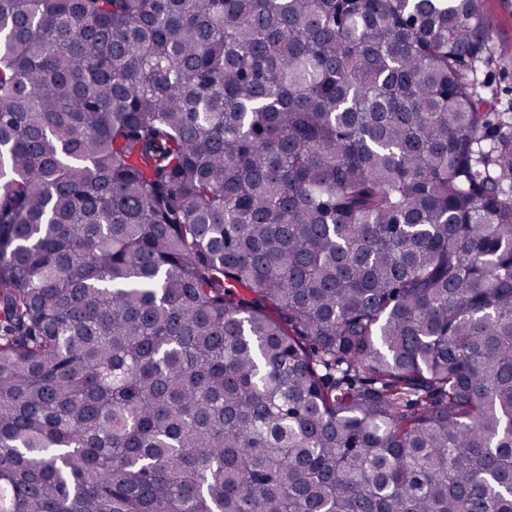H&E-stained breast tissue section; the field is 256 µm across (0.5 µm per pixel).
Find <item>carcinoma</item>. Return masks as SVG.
I'll return each mask as SVG.
<instances>
[{"instance_id":"carcinoma-1","label":"carcinoma","mask_w":512,"mask_h":512,"mask_svg":"<svg viewBox=\"0 0 512 512\" xmlns=\"http://www.w3.org/2000/svg\"><path fill=\"white\" fill-rule=\"evenodd\" d=\"M486 29L0 0V512H512Z\"/></svg>"}]
</instances>
